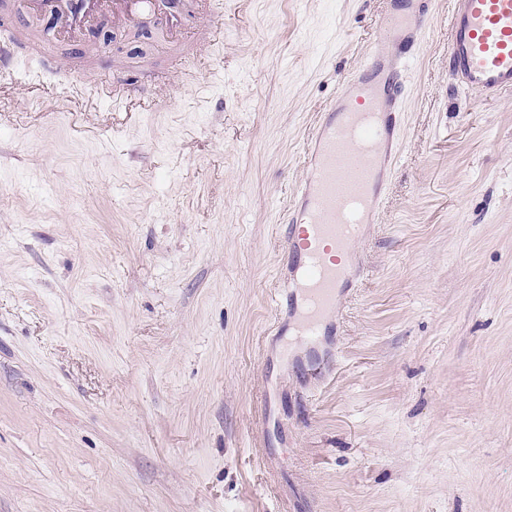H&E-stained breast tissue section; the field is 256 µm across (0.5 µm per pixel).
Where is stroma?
I'll return each instance as SVG.
<instances>
[{
    "mask_svg": "<svg viewBox=\"0 0 512 512\" xmlns=\"http://www.w3.org/2000/svg\"><path fill=\"white\" fill-rule=\"evenodd\" d=\"M385 8L224 0L186 82L203 32L105 20L98 61L0 78V512H512V97L456 85L448 0L335 335L273 333L304 143Z\"/></svg>",
    "mask_w": 512,
    "mask_h": 512,
    "instance_id": "35a3bbf8",
    "label": "stroma"
}]
</instances>
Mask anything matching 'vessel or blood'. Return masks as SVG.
<instances>
[{"label": "vessel or blood", "instance_id": "1", "mask_svg": "<svg viewBox=\"0 0 512 512\" xmlns=\"http://www.w3.org/2000/svg\"><path fill=\"white\" fill-rule=\"evenodd\" d=\"M430 0H390L379 35L323 112L308 139L305 175L289 208L280 277L298 335L317 340L362 271L353 255L365 225L376 223L402 133L404 75L428 27ZM448 63L465 91L512 95V0H449ZM61 34L83 36L105 15L149 19L171 36L186 28L224 37L223 0H28ZM24 32L0 40V70L16 71Z\"/></svg>", "mask_w": 512, "mask_h": 512}]
</instances>
